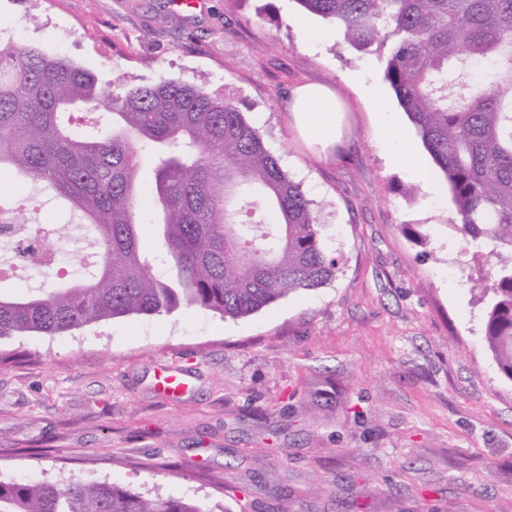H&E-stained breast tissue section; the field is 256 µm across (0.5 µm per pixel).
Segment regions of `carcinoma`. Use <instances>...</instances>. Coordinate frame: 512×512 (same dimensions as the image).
<instances>
[{
    "instance_id": "cac0c4a2",
    "label": "carcinoma",
    "mask_w": 512,
    "mask_h": 512,
    "mask_svg": "<svg viewBox=\"0 0 512 512\" xmlns=\"http://www.w3.org/2000/svg\"><path fill=\"white\" fill-rule=\"evenodd\" d=\"M358 51L383 53L384 78L451 194V227L492 266L484 336L512 380V0H297ZM108 106L92 131L61 115ZM160 148L153 182L141 154ZM41 182L91 227L94 269L68 287L0 295V338L48 336L182 305L249 316L335 277L322 222L299 184L230 100L160 78L114 93L92 72L38 47L0 50V170ZM152 206L142 207L144 189ZM274 224L242 219L256 207ZM0 235L26 224L13 201ZM162 247L146 253L140 225ZM0 512H209L77 478L0 480Z\"/></svg>"
}]
</instances>
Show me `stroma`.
<instances>
[{
    "label": "stroma",
    "instance_id": "obj_1",
    "mask_svg": "<svg viewBox=\"0 0 512 512\" xmlns=\"http://www.w3.org/2000/svg\"><path fill=\"white\" fill-rule=\"evenodd\" d=\"M296 0H0L15 49L73 60L114 90L166 76L230 98L321 214L339 258L323 287L230 319L191 307L63 335L0 339V480L108 482L208 512H512V380L483 340L487 270L449 221L443 179L416 181L382 146L383 63ZM345 112L336 147L288 110L304 83ZM36 224L62 199L0 171ZM425 232L415 244L411 230ZM166 366L190 379L169 400Z\"/></svg>",
    "mask_w": 512,
    "mask_h": 512
}]
</instances>
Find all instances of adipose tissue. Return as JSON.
<instances>
[{
	"label": "adipose tissue",
	"instance_id": "obj_1",
	"mask_svg": "<svg viewBox=\"0 0 512 512\" xmlns=\"http://www.w3.org/2000/svg\"><path fill=\"white\" fill-rule=\"evenodd\" d=\"M375 101L382 142L391 159L421 185H432V169L423 161L416 144L402 134L385 98L379 95ZM290 110L307 142L324 150L335 145L341 104L334 90L315 83L301 85L292 93Z\"/></svg>",
	"mask_w": 512,
	"mask_h": 512
}]
</instances>
